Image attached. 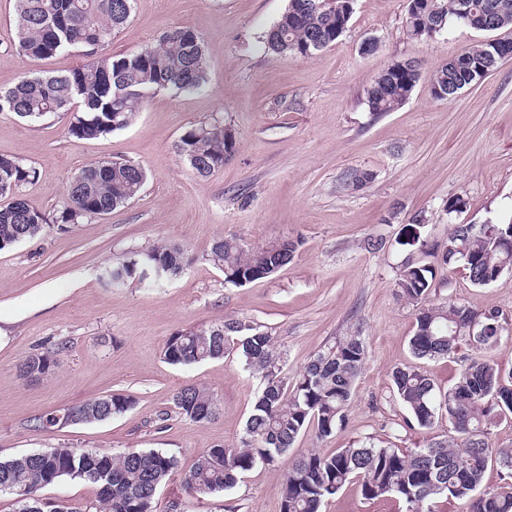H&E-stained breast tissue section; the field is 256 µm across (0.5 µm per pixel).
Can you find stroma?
I'll return each instance as SVG.
<instances>
[{"label": "stroma", "mask_w": 512, "mask_h": 512, "mask_svg": "<svg viewBox=\"0 0 512 512\" xmlns=\"http://www.w3.org/2000/svg\"><path fill=\"white\" fill-rule=\"evenodd\" d=\"M408 0H355L344 36L309 58L267 53L262 37L288 0H134L127 24L107 50L139 49L173 27L203 40L208 80L194 92L159 90L126 128L96 139L70 136L65 119L30 123L0 112V156L37 167L26 197L43 211L60 207L68 180L94 162L124 158L142 165V192L111 214L0 250V459L42 448L72 446L114 453L159 448L178 467L160 487L156 512H280L284 477L301 453H331L360 442L404 450L449 433L447 420L430 429L407 427L392 395L394 368L418 364L441 389L462 368L460 355L415 361L408 348L415 309L395 280L407 254L401 239L415 216L428 245L443 243L455 224L512 222V60L483 83L439 101L431 73L449 57L487 40V33L452 24L430 40L404 29ZM376 49L363 53L366 40ZM14 0H0V88L23 75H56L80 66L73 50L31 61L17 50ZM402 58L420 61L422 78L408 100L381 116L365 90L374 76ZM220 116L236 132L223 169L197 177L175 144L194 123ZM351 169L372 172L365 188L342 186ZM466 202L448 213L450 200ZM253 246L298 241L293 260L268 278L235 287L206 259L217 238ZM380 238L383 249L367 242ZM171 243L194 258L190 268L160 286L107 284L102 268L133 251ZM431 303L448 301L496 309L507 329L489 357L512 370V273L484 288L465 270L436 272ZM243 319L274 336L284 370L297 376L312 356L361 327L367 358L344 425L325 439L306 429L274 465H256L232 490L200 498L186 476L215 445H237L259 380L237 351L187 366L165 362L176 332ZM63 346L55 371L21 377L28 356ZM213 396L216 416L200 424L173 405L187 386ZM133 395V409L103 422L40 428L37 420L91 398ZM322 512H401L392 500H365L348 484Z\"/></svg>", "instance_id": "obj_1"}]
</instances>
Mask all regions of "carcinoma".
<instances>
[{"label":"carcinoma","mask_w":512,"mask_h":512,"mask_svg":"<svg viewBox=\"0 0 512 512\" xmlns=\"http://www.w3.org/2000/svg\"><path fill=\"white\" fill-rule=\"evenodd\" d=\"M493 1L497 12L487 15ZM20 54L42 59L76 49L84 63L67 74L22 77L0 90V112H12L31 123L69 116L67 132L95 139L126 128L158 89L194 91L207 81L208 59L193 30L174 27L154 43L126 54L105 52L112 36L128 21L132 0H14ZM332 10L321 0H289L288 7L264 36L265 47L276 55L309 58L331 45L347 30L354 7ZM478 31L512 27V0H423L420 13L407 6L405 30L419 40L431 38L449 24ZM422 77L419 66L396 60L379 72L366 90L370 111L392 112L410 96ZM465 75L449 59L430 76V88L444 90L441 100L458 94ZM224 118L212 117L187 127L176 149L180 158L201 177L224 168L234 149L235 134L223 129ZM40 178V171L19 158L0 156V250L40 235L49 224H81L112 213L133 200L146 183L145 169L125 159L86 166L66 186L61 206L48 215L30 203L22 187ZM371 173L351 169L343 186L357 191ZM507 224H454L437 247V264H459L472 285L484 288L512 262ZM414 247L401 265L395 286L400 296L417 306L410 350L417 359L448 357L461 346L487 352L500 341L501 313L455 303L427 304L435 267L423 262L426 244L411 235ZM298 243L246 246L234 238L216 240L206 260L224 273V283L236 287L269 277L291 262ZM193 258L175 244L133 253L104 270L113 286L130 279L161 282L182 273ZM235 350L247 369L260 376L239 444L207 449L186 478L198 497L223 493L237 486L256 464H274L293 448L308 426L324 439L343 425L355 381L366 358L362 331L355 327L319 350L296 378L283 373V354L267 331L242 320L229 319L208 327L178 332L166 343L163 356L171 365H191L221 359ZM57 351L24 359V378L51 374L58 367ZM394 398L409 421L420 428L433 425L440 412L448 415L452 436L424 448H399L364 442L330 455L311 450L296 458L288 470L280 512H321L323 502L355 481L366 500L394 497L404 512H433L440 497L468 499L469 512H512V486L483 485L491 461L512 475V448H491L484 430L504 415L512 416V373L480 357L465 359L457 381L446 391L412 367L391 373ZM179 414L204 423L216 414L212 396L188 386L174 396ZM135 400L124 394L98 396L73 406L64 415L92 424L131 410ZM175 456L162 449H131L110 453L98 449L53 447L0 461V494L12 498L14 512H45L38 492L59 481L83 480L97 486V499L71 512H155L157 490L173 473Z\"/></svg>","instance_id":"cac0c4a2"}]
</instances>
